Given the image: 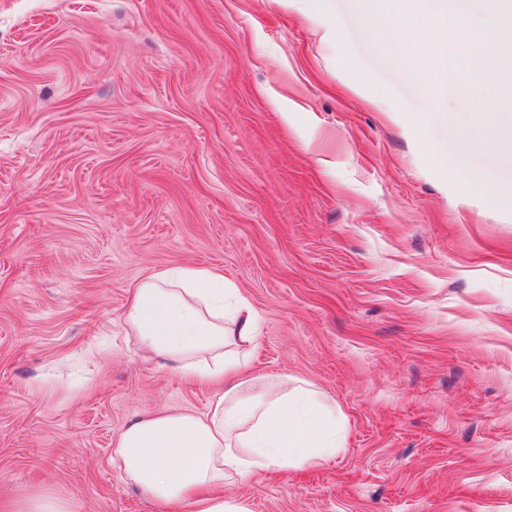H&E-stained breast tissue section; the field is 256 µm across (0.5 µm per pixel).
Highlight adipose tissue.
<instances>
[{"mask_svg":"<svg viewBox=\"0 0 512 512\" xmlns=\"http://www.w3.org/2000/svg\"><path fill=\"white\" fill-rule=\"evenodd\" d=\"M403 13L400 7L366 13L363 27L389 49L427 34L428 15H416L410 27ZM452 31L471 58L486 59L501 34L497 0H486L482 28L456 20ZM123 321L161 365L218 387L205 413H153L120 433L115 463L148 499L178 505L180 512H247L224 499L225 483L319 466L335 455L336 417L312 412L314 393L305 383L285 377L271 386L247 379L225 384L247 364L259 320L223 272L172 266L151 273L135 286Z\"/></svg>","mask_w":512,"mask_h":512,"instance_id":"obj_1","label":"adipose tissue"}]
</instances>
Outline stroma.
<instances>
[{
	"label": "stroma",
	"mask_w": 512,
	"mask_h": 512,
	"mask_svg": "<svg viewBox=\"0 0 512 512\" xmlns=\"http://www.w3.org/2000/svg\"><path fill=\"white\" fill-rule=\"evenodd\" d=\"M407 74L363 0H0V499L174 512L126 482L133 418L209 386L142 351L131 290L223 270L260 320L248 377L314 389L316 468L225 485L249 512H512V33ZM330 10L336 36L321 38ZM493 75L494 131L462 81ZM497 146H488L489 138ZM465 183L471 192L481 195L490 207H501L509 202H511L512 207V193L505 195L500 189L486 184L478 178L466 176Z\"/></svg>",
	"instance_id": "1"
}]
</instances>
